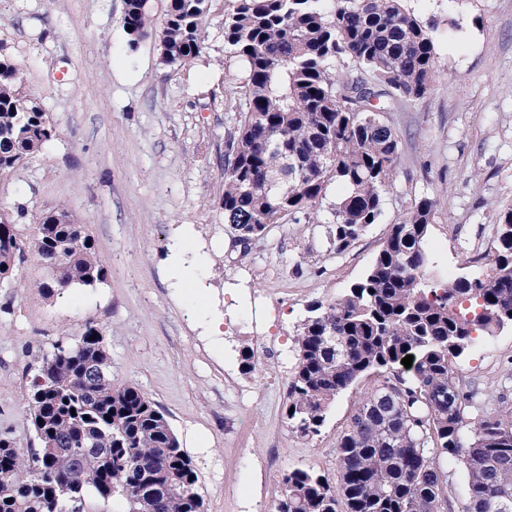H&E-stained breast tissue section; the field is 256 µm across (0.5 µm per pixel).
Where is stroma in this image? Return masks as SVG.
I'll return each mask as SVG.
<instances>
[{"mask_svg":"<svg viewBox=\"0 0 512 512\" xmlns=\"http://www.w3.org/2000/svg\"><path fill=\"white\" fill-rule=\"evenodd\" d=\"M407 6L434 27L439 77L385 113L399 135V173L379 222L336 255L326 223L335 185L319 223L274 224L247 251L232 245L224 118L242 67L224 49V0H214L202 51L184 66L165 65L155 39L128 46L125 0H0V56L22 68L54 130L0 178V209L66 206L107 272L60 298L37 289L46 272L32 258L0 281L1 436L38 447L24 396L42 355L91 321L113 379L166 413L207 512H273L293 467L335 477L337 440L362 390L341 393L314 438L291 433L283 417L307 305L360 280L415 198L444 201L428 242L438 281L485 253L497 205L512 200V0ZM454 367L463 385L512 403V328L480 337Z\"/></svg>","mask_w":512,"mask_h":512,"instance_id":"obj_1","label":"stroma"}]
</instances>
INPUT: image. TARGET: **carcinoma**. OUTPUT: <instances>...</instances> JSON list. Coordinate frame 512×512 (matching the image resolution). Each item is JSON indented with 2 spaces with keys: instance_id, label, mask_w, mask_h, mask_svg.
Masks as SVG:
<instances>
[{
  "instance_id": "1",
  "label": "carcinoma",
  "mask_w": 512,
  "mask_h": 512,
  "mask_svg": "<svg viewBox=\"0 0 512 512\" xmlns=\"http://www.w3.org/2000/svg\"><path fill=\"white\" fill-rule=\"evenodd\" d=\"M224 0V45L243 65L242 97L227 117L224 223L245 250L268 225L317 224L330 185V252L378 223L399 167V136L383 120L395 100L428 93L436 74L431 27L404 0ZM213 0H169L161 60L201 52ZM152 0H126L135 47L153 35ZM53 136L21 69L0 58V175ZM439 200L423 196L367 273L339 298L313 303L293 336L284 418L302 438L321 433L336 396L374 383L339 436L336 480L311 467L282 476L274 512H444L448 464L462 463L463 512H512V404L460 384L453 360L479 336L512 326V203L497 210L486 260L466 279L427 276ZM65 208L34 216L25 241L0 223V280L32 255L51 298L104 281L95 240ZM413 356L410 368L401 360ZM91 322L41 358L25 398L38 448L0 436V512H89L119 497L125 512H205L198 471L165 414L139 388L112 380Z\"/></svg>"
}]
</instances>
